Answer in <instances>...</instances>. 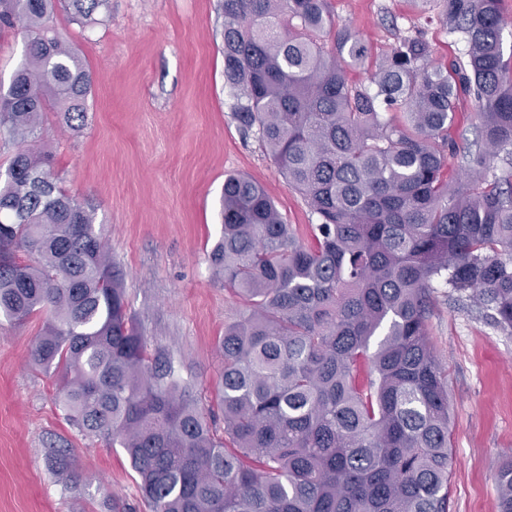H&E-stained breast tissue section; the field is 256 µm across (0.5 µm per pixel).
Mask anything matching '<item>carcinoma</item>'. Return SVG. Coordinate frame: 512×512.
Segmentation results:
<instances>
[{"label": "carcinoma", "mask_w": 512, "mask_h": 512, "mask_svg": "<svg viewBox=\"0 0 512 512\" xmlns=\"http://www.w3.org/2000/svg\"><path fill=\"white\" fill-rule=\"evenodd\" d=\"M107 0H0L25 52L0 91V315H47L31 365L63 368L80 432L119 445L150 512H449L448 384L428 329L443 282L512 333V57L502 0H433L464 58L432 63L397 39L369 83L368 46L330 0H224L235 116L318 215L304 242L245 176L224 180L208 259L245 309L224 326V431L148 350L95 211L29 144L46 112L84 121L94 78L51 25L84 27ZM468 97L480 146L459 150ZM461 174L448 179V158ZM512 512V459L497 473Z\"/></svg>", "instance_id": "1"}]
</instances>
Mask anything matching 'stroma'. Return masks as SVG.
Listing matches in <instances>:
<instances>
[{
	"mask_svg": "<svg viewBox=\"0 0 512 512\" xmlns=\"http://www.w3.org/2000/svg\"><path fill=\"white\" fill-rule=\"evenodd\" d=\"M332 7L373 58L416 32L434 63L465 52L415 0ZM98 17L86 29L66 12L53 18L95 82L85 125L72 131L46 114L40 143L62 187L94 207L149 351L171 357L191 396L213 408L219 340L243 310L208 261L225 176L260 184L301 237L316 218L234 116L221 0H107ZM432 297L429 329L448 379L451 512H499L496 474L512 456V335L445 284ZM44 327L39 313L20 327L0 318V512H150L123 449L83 436L56 404L66 371L30 364ZM57 448L71 461L70 479L51 469Z\"/></svg>",
	"mask_w": 512,
	"mask_h": 512,
	"instance_id": "1",
	"label": "stroma"
}]
</instances>
